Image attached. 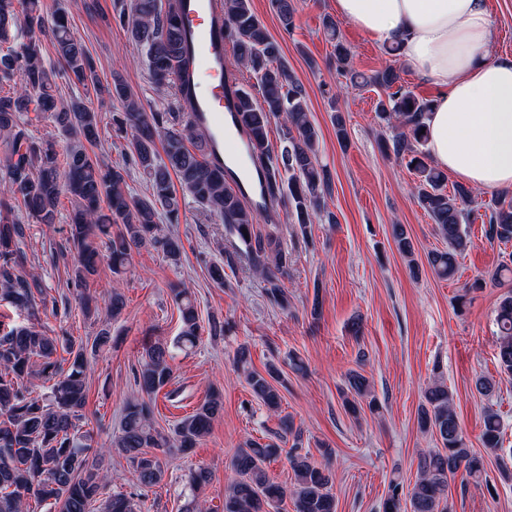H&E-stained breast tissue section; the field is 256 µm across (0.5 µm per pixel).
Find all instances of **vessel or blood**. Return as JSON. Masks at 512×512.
<instances>
[{
    "instance_id": "vessel-or-blood-1",
    "label": "vessel or blood",
    "mask_w": 512,
    "mask_h": 512,
    "mask_svg": "<svg viewBox=\"0 0 512 512\" xmlns=\"http://www.w3.org/2000/svg\"><path fill=\"white\" fill-rule=\"evenodd\" d=\"M221 4L222 0L176 2L194 63L189 72L194 99L188 117L209 138L214 156L232 171L233 187L245 191L252 203L260 204L264 190L253 183V147L237 125L225 87L227 44L217 31Z\"/></svg>"
}]
</instances>
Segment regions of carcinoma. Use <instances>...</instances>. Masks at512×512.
Returning <instances> with one entry per match:
<instances>
[{"instance_id":"1","label":"carcinoma","mask_w":512,"mask_h":512,"mask_svg":"<svg viewBox=\"0 0 512 512\" xmlns=\"http://www.w3.org/2000/svg\"><path fill=\"white\" fill-rule=\"evenodd\" d=\"M223 7L224 40L231 45L238 65L256 80L246 88L231 79L228 92L250 137L262 148L267 220H273L271 212L276 206L288 205L307 243V226L317 218L321 201L331 194L332 174L320 162L318 132L305 89L281 61L279 44L253 11L251 0H223ZM272 7L284 30L291 32L295 13L291 0H272ZM115 20L145 50L153 82L173 88L179 110H189L192 93L180 84L179 77L193 60L175 0H135L131 8H121ZM323 27L333 43L336 67L348 84L379 89L378 117L400 129L381 143V149L415 172L417 204L448 244L428 254V265L441 278L453 277L458 256L471 244L465 224L472 191L463 184L448 186V175L431 164L425 150L427 134L422 129L427 127L434 100L419 97L401 84L393 66L371 75L353 69L350 49L341 40L336 23L328 17ZM23 28H39L50 37L61 71L45 67L39 41L18 40ZM19 59L24 65L18 71L15 62ZM61 76L87 93L101 91L93 58L74 36L66 12H44L43 0H0V89L8 87V93L0 95V146L8 170V181L0 184V301L26 311L33 319L45 304L44 289L27 271L28 257L20 247L26 231L20 209H25L33 223L49 225L56 221L60 196L71 199L67 244L74 264L70 280L80 291L83 315L90 319L96 308L86 290L102 259H108L117 277L125 273L134 249L153 250L173 265L180 263L184 244L179 235L164 231L163 223H178L182 199L187 195L241 243L224 250L223 259L210 264V279L224 286L225 269L237 268L244 258L261 279L268 302L287 309L283 281L288 274V252L275 230L263 233L257 229L255 209L227 185L224 166L210 159V146L200 129L188 119L179 123L165 113L145 112L140 97L122 77H112L107 93L119 104L112 121L128 135L126 155L151 188L149 195L138 197L129 191L126 168L109 165L94 151L100 141L98 114L81 97L64 100L57 95L56 80ZM22 112H39L53 119L66 139L65 162H60L53 139L39 140L20 124ZM280 117L284 118L281 145L272 150L269 130L272 121ZM486 218L488 239L512 241V200L492 199ZM103 236L107 239L106 256L97 242ZM393 239L402 255L413 258V243L403 225H394ZM170 297L180 312L181 330L171 346L154 343L146 347L134 371L137 396L126 402L120 433L113 440L137 473L141 487L148 489L164 478L161 457L186 454L197 447L224 411L221 395L212 393L182 418L171 434L165 436L155 427L152 397L173 379L172 348L193 349L202 336L197 307L189 293L173 288ZM124 307V296L116 286L108 317L101 321L95 336L86 340L51 336L33 321L0 326V512H30L32 501L45 503L54 512H90L89 505L102 494L99 465L105 448L93 447L91 438L80 433V423L85 419L88 356L112 346V321ZM495 320L501 336L500 368L512 376V291L501 299ZM59 349L66 356H57ZM249 358L248 348L237 349L235 362L244 368L253 396L268 410L278 411L282 401L277 387L279 370L273 365L264 374L249 370ZM34 377L50 382L49 392H34L30 387ZM341 396L345 410L354 416L360 414L364 402L371 410L377 408L368 380L359 372L348 373ZM422 397L420 428L435 434L441 447L431 448L419 458L417 477L408 494L409 512H450V481L459 473L467 480L483 479L488 457L495 458L503 478L512 479V467L508 466L512 454L503 451L497 414L484 416L480 453L467 445L453 396L443 379H434ZM280 428V440L293 437L286 452L294 474L292 488L273 481L265 468L267 461L282 452L279 444L249 439L232 457L224 512H276L288 497L296 512H337L330 473L309 454L299 452L301 430L293 428L286 416L280 418ZM211 481L212 474L205 467L189 471L190 496L181 512H205L200 494ZM400 489L399 478H392L383 512H401ZM143 509L141 497L114 492L102 512Z\"/></svg>"}]
</instances>
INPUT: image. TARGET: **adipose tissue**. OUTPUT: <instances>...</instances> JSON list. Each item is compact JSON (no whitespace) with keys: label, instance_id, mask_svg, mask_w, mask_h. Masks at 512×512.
Returning <instances> with one entry per match:
<instances>
[{"label":"adipose tissue","instance_id":"1","mask_svg":"<svg viewBox=\"0 0 512 512\" xmlns=\"http://www.w3.org/2000/svg\"><path fill=\"white\" fill-rule=\"evenodd\" d=\"M336 11L399 46L435 85L427 120L434 163L470 186L512 191V58L488 51L487 0H336Z\"/></svg>","mask_w":512,"mask_h":512}]
</instances>
